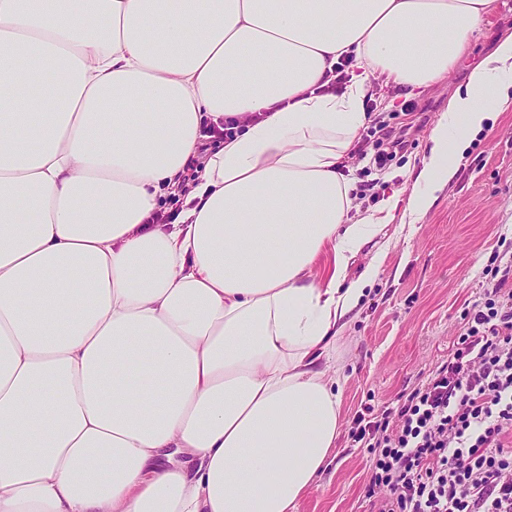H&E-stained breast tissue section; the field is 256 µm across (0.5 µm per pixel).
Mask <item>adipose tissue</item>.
Wrapping results in <instances>:
<instances>
[{
    "instance_id": "1",
    "label": "adipose tissue",
    "mask_w": 512,
    "mask_h": 512,
    "mask_svg": "<svg viewBox=\"0 0 512 512\" xmlns=\"http://www.w3.org/2000/svg\"><path fill=\"white\" fill-rule=\"evenodd\" d=\"M496 7L0 0V512H297L380 270L348 276L386 222L351 216L366 100L444 82ZM504 111L512 33L449 98L410 213ZM163 191L184 208L150 223Z\"/></svg>"
}]
</instances>
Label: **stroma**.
I'll return each instance as SVG.
<instances>
[{
    "mask_svg": "<svg viewBox=\"0 0 512 512\" xmlns=\"http://www.w3.org/2000/svg\"><path fill=\"white\" fill-rule=\"evenodd\" d=\"M512 31V0H498L467 55L445 84L411 92L379 84L374 118L358 142L371 147L373 128L410 125L404 151L380 170L369 156H354L352 194L360 213L399 202L392 218L352 259L350 278L359 277L372 256L380 274L336 344L330 366L342 388V426L336 454L317 477L298 512H373L364 496L369 454L353 447L349 433L366 408L375 414L397 407L426 384L447 361L463 327L467 306L484 302L494 285L490 263H512V111L476 135L457 162L454 178L437 191L421 215L407 209L411 186L428 148V137L450 96L463 88L469 69ZM414 102L411 114L404 103Z\"/></svg>",
    "mask_w": 512,
    "mask_h": 512,
    "instance_id": "35a3bbf8",
    "label": "stroma"
}]
</instances>
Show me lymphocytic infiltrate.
<instances>
[{"mask_svg": "<svg viewBox=\"0 0 512 512\" xmlns=\"http://www.w3.org/2000/svg\"><path fill=\"white\" fill-rule=\"evenodd\" d=\"M446 363L380 420L357 425L378 512H512V291L495 287ZM398 427H391V420Z\"/></svg>", "mask_w": 512, "mask_h": 512, "instance_id": "lymphocytic-infiltrate-1", "label": "lymphocytic infiltrate"}]
</instances>
